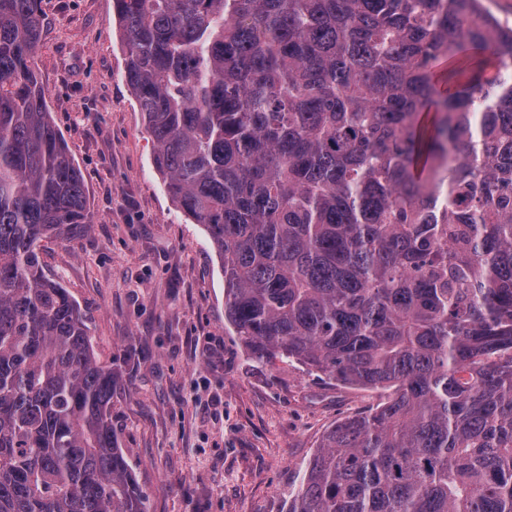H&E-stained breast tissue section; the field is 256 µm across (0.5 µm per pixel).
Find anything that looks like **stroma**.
<instances>
[{"instance_id":"1","label":"stroma","mask_w":512,"mask_h":512,"mask_svg":"<svg viewBox=\"0 0 512 512\" xmlns=\"http://www.w3.org/2000/svg\"><path fill=\"white\" fill-rule=\"evenodd\" d=\"M42 9L33 66L91 214L43 258L119 375L112 427L146 512H287L323 434L384 395L247 355L225 325L220 259L154 169L113 0Z\"/></svg>"}]
</instances>
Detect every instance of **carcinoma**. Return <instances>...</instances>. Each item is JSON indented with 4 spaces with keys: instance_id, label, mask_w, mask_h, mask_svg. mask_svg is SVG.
I'll return each instance as SVG.
<instances>
[{
    "instance_id": "obj_1",
    "label": "carcinoma",
    "mask_w": 512,
    "mask_h": 512,
    "mask_svg": "<svg viewBox=\"0 0 512 512\" xmlns=\"http://www.w3.org/2000/svg\"><path fill=\"white\" fill-rule=\"evenodd\" d=\"M167 192L259 364L389 392L288 512H512V26L483 0H114ZM0 0V512H146L112 363L46 274L90 229Z\"/></svg>"
}]
</instances>
